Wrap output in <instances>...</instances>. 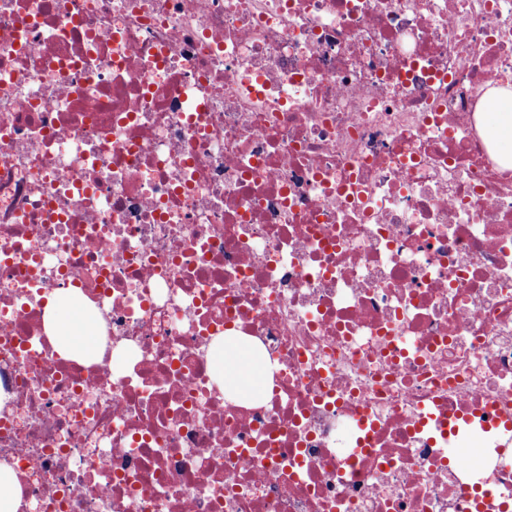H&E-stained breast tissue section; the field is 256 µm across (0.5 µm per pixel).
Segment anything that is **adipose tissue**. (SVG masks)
<instances>
[{
    "label": "adipose tissue",
    "mask_w": 512,
    "mask_h": 512,
    "mask_svg": "<svg viewBox=\"0 0 512 512\" xmlns=\"http://www.w3.org/2000/svg\"><path fill=\"white\" fill-rule=\"evenodd\" d=\"M486 104L484 120L494 125L500 152L512 157V85L488 90ZM95 317L76 288L48 298L45 304L46 332L68 358L80 359L92 351L94 338L83 327ZM253 350V341L242 336H221L211 346L210 358L218 380L232 395H259L267 387V368L254 357Z\"/></svg>",
    "instance_id": "adipose-tissue-1"
}]
</instances>
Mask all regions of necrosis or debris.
Here are the masks:
<instances>
[{"mask_svg":"<svg viewBox=\"0 0 512 512\" xmlns=\"http://www.w3.org/2000/svg\"><path fill=\"white\" fill-rule=\"evenodd\" d=\"M506 83L512 0H0L18 512H512ZM486 104L484 122L493 124L498 136L500 152L512 158V85L507 84V87L488 90ZM502 119L504 121L500 123ZM44 310L46 332L63 356L82 359L94 350L95 336L80 331L97 316L87 309L79 289L71 288L48 298ZM254 343L243 336H220L210 349L221 386L234 396L260 395L268 384L266 365L253 355ZM229 360L235 364L226 366Z\"/></svg>","mask_w":512,"mask_h":512,"instance_id":"4bbe7bcc","label":"necrosis or debris"}]
</instances>
